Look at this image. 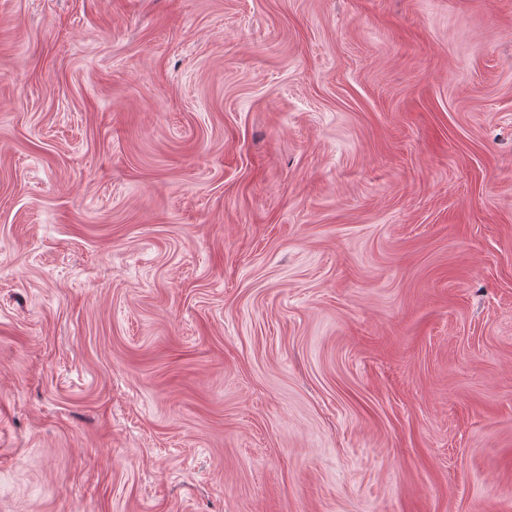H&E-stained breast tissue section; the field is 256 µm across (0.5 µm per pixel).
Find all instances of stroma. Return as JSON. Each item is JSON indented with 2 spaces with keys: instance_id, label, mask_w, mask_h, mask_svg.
Here are the masks:
<instances>
[{
  "instance_id": "stroma-1",
  "label": "stroma",
  "mask_w": 512,
  "mask_h": 512,
  "mask_svg": "<svg viewBox=\"0 0 512 512\" xmlns=\"http://www.w3.org/2000/svg\"><path fill=\"white\" fill-rule=\"evenodd\" d=\"M0 512H512V0H0Z\"/></svg>"
}]
</instances>
